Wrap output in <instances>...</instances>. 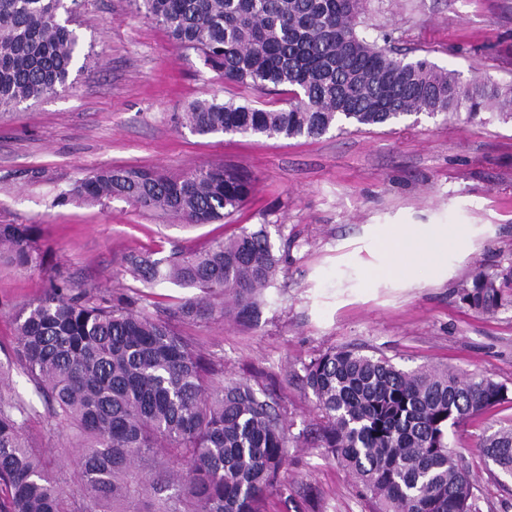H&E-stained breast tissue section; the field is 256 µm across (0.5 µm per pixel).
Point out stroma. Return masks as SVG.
<instances>
[{
  "label": "stroma",
  "mask_w": 512,
  "mask_h": 512,
  "mask_svg": "<svg viewBox=\"0 0 512 512\" xmlns=\"http://www.w3.org/2000/svg\"><path fill=\"white\" fill-rule=\"evenodd\" d=\"M368 17L392 31L395 46L464 81L512 82V0H371ZM80 22L96 60L73 88L0 112V224L37 225L45 252L40 269L0 259V360L14 341L13 309L41 296L52 278L117 295L132 284L130 254L187 255L238 227L266 225L286 261L258 327H176L220 361L223 379L255 378L287 412L288 491L268 495L265 512H294L305 487L317 495L308 512H372L347 472L312 446L322 418L304 367L351 347L404 369L447 366L512 389V306L485 316L459 295L477 270L512 266V122L440 114L308 139L199 136L181 121L193 101L242 103L260 93L177 52L129 0H89ZM219 163L255 178L252 196L224 225L188 226L119 200L60 197L100 166L179 176ZM388 224L469 225V253L449 258L439 281L368 278L378 262L373 238ZM509 419L512 403L448 434L469 464L481 512H512V480L490 473L476 448Z\"/></svg>",
  "instance_id": "obj_1"
}]
</instances>
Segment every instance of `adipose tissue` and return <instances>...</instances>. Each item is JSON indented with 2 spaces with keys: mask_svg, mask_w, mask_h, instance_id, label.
<instances>
[{
  "mask_svg": "<svg viewBox=\"0 0 512 512\" xmlns=\"http://www.w3.org/2000/svg\"><path fill=\"white\" fill-rule=\"evenodd\" d=\"M469 242L468 229L459 224H390L377 236L380 263L367 275L413 278L426 272L439 280L448 269L449 255H464Z\"/></svg>",
  "mask_w": 512,
  "mask_h": 512,
  "instance_id": "obj_1",
  "label": "adipose tissue"
}]
</instances>
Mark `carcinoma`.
<instances>
[{"label": "carcinoma", "mask_w": 512, "mask_h": 512, "mask_svg": "<svg viewBox=\"0 0 512 512\" xmlns=\"http://www.w3.org/2000/svg\"><path fill=\"white\" fill-rule=\"evenodd\" d=\"M88 0H0V112L74 85L82 54L77 22ZM175 49L194 52L224 81L283 96L281 107L201 99L183 115L198 135L313 138L349 126L409 117L494 111L512 120V84H464L427 58L409 60L370 35L368 0H133ZM384 45H379L378 41ZM252 178L226 164L178 177L100 167L61 194L123 200L187 224L239 211ZM44 265L33 224H0V257ZM283 264L264 224L243 227L186 257L132 255L134 294L78 293L64 278L14 309L13 354L32 394H4L0 362V512H264L290 461L288 421L249 379L217 384L173 320L254 326ZM163 282L198 294L155 317L139 305ZM512 267L477 271L461 289L470 308L493 315L512 299ZM304 381L323 425L322 455L353 478L374 512H480L474 482L448 429L512 401L484 376L437 366L406 371L350 348L310 361ZM76 439L73 470L51 471L26 436L33 418ZM512 478V425L476 444Z\"/></svg>", "instance_id": "cac0c4a2"}]
</instances>
